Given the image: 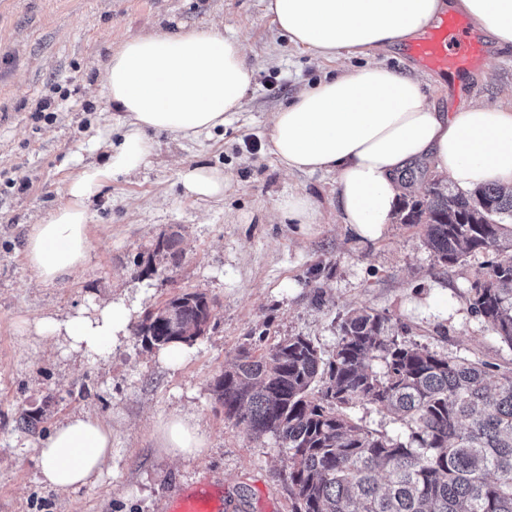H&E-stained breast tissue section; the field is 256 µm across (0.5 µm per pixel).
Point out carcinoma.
<instances>
[{
	"label": "carcinoma",
	"mask_w": 512,
	"mask_h": 512,
	"mask_svg": "<svg viewBox=\"0 0 512 512\" xmlns=\"http://www.w3.org/2000/svg\"><path fill=\"white\" fill-rule=\"evenodd\" d=\"M399 220L421 227L442 265L493 255L475 275L470 310L512 346V192L433 180L423 198L403 201ZM169 306L180 330L149 313L137 329L145 344H191L212 317L203 293ZM214 393L226 418L288 450L293 512H512V371L491 382L487 363L402 340L384 315L348 313L327 360L303 336L259 354L242 348ZM358 404L387 411L404 432L363 426L350 413Z\"/></svg>",
	"instance_id": "obj_1"
}]
</instances>
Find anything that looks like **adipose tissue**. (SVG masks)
Here are the masks:
<instances>
[{"label": "adipose tissue", "mask_w": 512, "mask_h": 512, "mask_svg": "<svg viewBox=\"0 0 512 512\" xmlns=\"http://www.w3.org/2000/svg\"><path fill=\"white\" fill-rule=\"evenodd\" d=\"M265 9L293 45L311 54L366 59L300 91L274 113L270 132V152L286 170L335 173L340 219L358 237L374 242L388 233L408 191L400 179L408 168L427 166L461 189H512V102H464L442 112L419 77L369 60L374 51L407 47L449 10L467 15L495 48L512 50V0H265ZM251 81L242 43L215 27L138 33L115 48L101 87L120 128L100 130L105 163L81 166L65 201L30 225L24 257L37 284L54 286L82 270L91 249L90 204L114 177L146 165L149 132L200 140L242 110ZM177 176L195 200L223 199L229 182L223 169L207 165L182 167ZM133 314L124 298L113 297L64 317L22 319L19 329L101 358L123 343ZM154 433L175 458L193 460L209 447L192 413L158 419ZM37 448L40 483L62 492L92 486L112 457V425L73 413Z\"/></svg>", "instance_id": "1"}]
</instances>
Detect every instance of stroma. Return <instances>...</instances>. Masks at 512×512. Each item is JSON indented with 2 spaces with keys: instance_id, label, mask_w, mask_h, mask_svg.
Returning <instances> with one entry per match:
<instances>
[{
  "instance_id": "1",
  "label": "stroma",
  "mask_w": 512,
  "mask_h": 512,
  "mask_svg": "<svg viewBox=\"0 0 512 512\" xmlns=\"http://www.w3.org/2000/svg\"><path fill=\"white\" fill-rule=\"evenodd\" d=\"M209 26L244 46L253 71L244 110L196 142L152 134L148 166L93 199L92 249L79 275L36 287L23 259L26 233L63 202L82 165L104 160L90 144L113 119L99 93L113 49L141 32ZM361 63L297 48L264 0H0V512H167L173 487L204 476L223 512H292L286 450L226 419L213 384L244 345L262 350L300 335L331 356L342 318L356 309L389 317L396 334L438 354L485 361L491 376L512 369V346L469 308L488 254L440 265L420 227L397 221L386 237L362 240L337 218L334 174H286L269 151L274 112ZM466 74L473 102L505 101L512 52ZM45 99L53 120H33ZM196 164L224 169L222 200L183 197L178 168ZM296 193L319 223L275 220ZM163 236L175 238V256L155 255ZM185 292L211 299L213 316L176 368L133 333L92 360L17 331L21 319L63 316L116 295L138 323ZM180 411L195 413L212 442L189 462L166 455L154 435L158 417ZM73 412L111 420L112 464L97 486L58 494L38 481L34 444ZM25 414L35 418L26 431L18 427Z\"/></svg>"
}]
</instances>
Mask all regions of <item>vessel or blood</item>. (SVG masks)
Wrapping results in <instances>:
<instances>
[{
	"mask_svg": "<svg viewBox=\"0 0 512 512\" xmlns=\"http://www.w3.org/2000/svg\"><path fill=\"white\" fill-rule=\"evenodd\" d=\"M468 30L465 20H442L425 39L410 46L409 52L430 69L455 74L482 57L480 41ZM211 500L208 490L181 488L174 493L171 512H212Z\"/></svg>",
	"mask_w": 512,
	"mask_h": 512,
	"instance_id": "1",
	"label": "vessel or blood"
}]
</instances>
